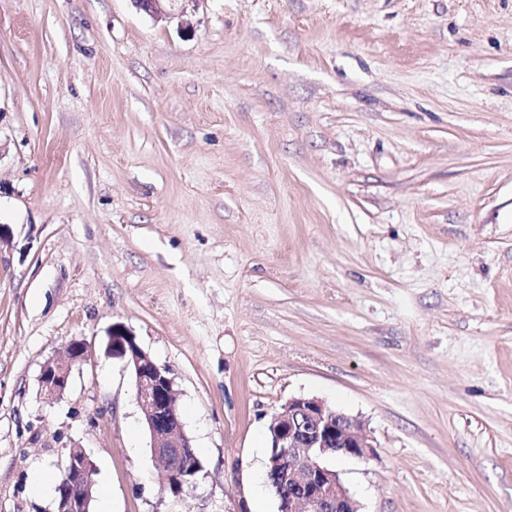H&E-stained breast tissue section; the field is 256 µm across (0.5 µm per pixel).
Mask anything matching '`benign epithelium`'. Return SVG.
Here are the masks:
<instances>
[{"mask_svg":"<svg viewBox=\"0 0 512 512\" xmlns=\"http://www.w3.org/2000/svg\"><path fill=\"white\" fill-rule=\"evenodd\" d=\"M154 18L169 16L167 6L175 0H132ZM107 349L125 360L135 381V400L151 439V453L164 478L176 476L174 494L195 483L202 470L181 467L193 453L176 408L174 383L166 368L136 342L128 330L112 326ZM88 352L82 340L72 341L66 356L45 363L39 383L44 398L52 400L65 392L73 366ZM270 439L267 482L286 492L278 512H358L338 472L328 466L331 456L341 454L357 459L373 455L370 437L362 422L335 411L317 398L293 397L274 414ZM95 464L80 446L70 448L62 466V480L56 487L55 512H90L92 499L88 475Z\"/></svg>","mask_w":512,"mask_h":512,"instance_id":"1","label":"benign epithelium"}]
</instances>
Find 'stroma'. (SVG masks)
Segmentation results:
<instances>
[{
    "mask_svg": "<svg viewBox=\"0 0 512 512\" xmlns=\"http://www.w3.org/2000/svg\"><path fill=\"white\" fill-rule=\"evenodd\" d=\"M0 224V512H54L75 444L111 512H277L300 396L371 436L360 512H512V0H0ZM115 325L174 381L183 496ZM88 352V345L82 340H73L67 347L66 356L48 361L41 369L39 383L45 399L58 398L65 392L73 366Z\"/></svg>",
    "mask_w": 512,
    "mask_h": 512,
    "instance_id": "stroma-1",
    "label": "stroma"
}]
</instances>
